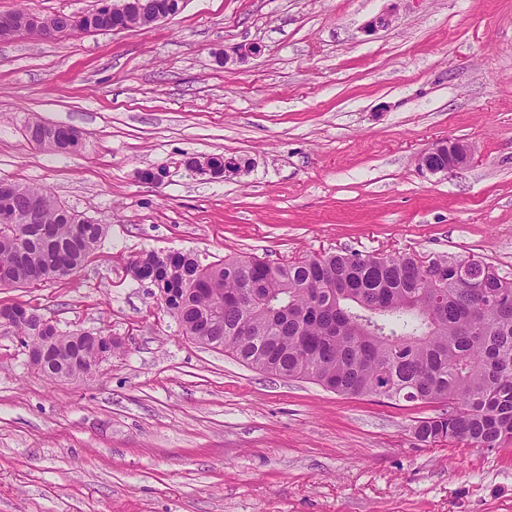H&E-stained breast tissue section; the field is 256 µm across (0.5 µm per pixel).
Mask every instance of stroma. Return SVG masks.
Masks as SVG:
<instances>
[{
  "label": "stroma",
  "mask_w": 512,
  "mask_h": 512,
  "mask_svg": "<svg viewBox=\"0 0 512 512\" xmlns=\"http://www.w3.org/2000/svg\"><path fill=\"white\" fill-rule=\"evenodd\" d=\"M249 42L259 56L217 63ZM35 119L84 148L35 149ZM441 140L471 161L422 169ZM210 154L251 166L185 168ZM0 178L107 226L81 270L0 306L124 343L94 381L52 384L0 327V512H512V440L424 443L441 404L253 370L129 272L151 250L360 251L474 254L512 278V0H186L146 29L0 40ZM211 161L219 163L224 159L223 169L215 166L199 164L198 158L187 159L186 168L193 174L199 176H209L210 178L230 177L238 175L240 172L247 171L250 167L248 160L224 158L223 155H210L207 156ZM202 157V158H207Z\"/></svg>",
  "instance_id": "stroma-1"
}]
</instances>
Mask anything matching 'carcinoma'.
Wrapping results in <instances>:
<instances>
[{
	"label": "carcinoma",
	"mask_w": 512,
	"mask_h": 512,
	"mask_svg": "<svg viewBox=\"0 0 512 512\" xmlns=\"http://www.w3.org/2000/svg\"><path fill=\"white\" fill-rule=\"evenodd\" d=\"M143 15L115 20L93 7L81 24L73 14L41 15L62 34L147 28L151 15L177 14L180 0H144ZM25 127L35 148L66 153L69 128L56 137ZM32 224L11 223L26 216ZM106 225L62 203L43 188L0 180V287L61 279L62 266L76 273L98 249ZM157 253L132 260L138 281L167 293V309L183 334L223 348L265 373L306 378L346 396L442 403L448 411L417 421L421 442L453 440L494 448L512 440V279L484 266L476 285L455 275L460 255L436 256L444 265L425 270L411 256L331 253L300 263L271 264L256 257L201 264L177 252L167 266ZM0 306V325L37 346L40 334ZM54 348L70 357L38 370L51 382L70 380L98 361L99 350L76 333L53 330Z\"/></svg>",
	"instance_id": "obj_1"
}]
</instances>
